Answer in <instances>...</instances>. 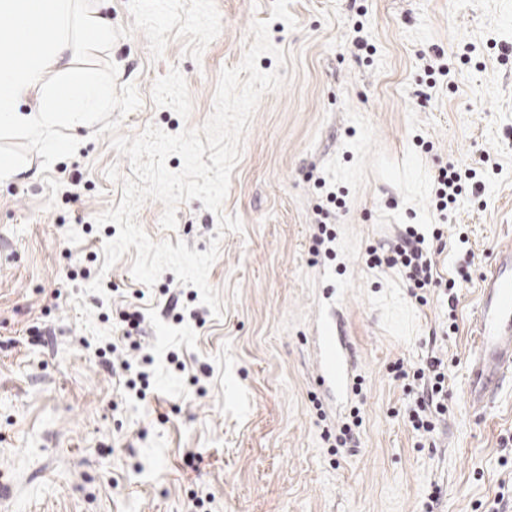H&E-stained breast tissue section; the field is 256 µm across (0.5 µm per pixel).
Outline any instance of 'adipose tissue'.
Instances as JSON below:
<instances>
[{"mask_svg": "<svg viewBox=\"0 0 512 512\" xmlns=\"http://www.w3.org/2000/svg\"><path fill=\"white\" fill-rule=\"evenodd\" d=\"M79 0H0V43L17 45L18 55H0V130L35 131L68 123L84 125L105 111L108 91L73 61V35L94 41L112 37L109 18L78 12Z\"/></svg>", "mask_w": 512, "mask_h": 512, "instance_id": "ef3b65f1", "label": "adipose tissue"}]
</instances>
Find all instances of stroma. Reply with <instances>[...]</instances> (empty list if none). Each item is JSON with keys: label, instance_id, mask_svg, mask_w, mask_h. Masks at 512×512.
<instances>
[{"label": "stroma", "instance_id": "obj_1", "mask_svg": "<svg viewBox=\"0 0 512 512\" xmlns=\"http://www.w3.org/2000/svg\"><path fill=\"white\" fill-rule=\"evenodd\" d=\"M216 7L200 61L179 39L152 59L139 31L109 57L142 98L118 129L133 137L201 127L253 21L270 20L285 54L258 60L285 82L261 97L223 204L243 232L218 235L197 199L172 231L161 202L137 213L156 241L204 252L220 238L208 281L221 316L173 272L136 281V249L103 270L118 228L95 218L123 196L106 170L131 172L109 137L0 133V153L26 165L0 178V512H512V384L483 411L463 398L481 278L512 238V0H291L294 31L271 0ZM437 54L450 72L427 76ZM452 161L481 188L444 220L434 177ZM409 226L455 280V305L369 267V248ZM98 277L105 295H84L96 326L117 338L124 311L143 316L144 395L77 323L73 297ZM433 356L448 411L423 434L410 373ZM357 415L356 445L334 449Z\"/></svg>", "mask_w": 512, "mask_h": 512}]
</instances>
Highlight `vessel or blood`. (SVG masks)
I'll use <instances>...</instances> for the list:
<instances>
[{"instance_id":"b4317fda","label":"vessel or blood","mask_w":512,"mask_h":512,"mask_svg":"<svg viewBox=\"0 0 512 512\" xmlns=\"http://www.w3.org/2000/svg\"><path fill=\"white\" fill-rule=\"evenodd\" d=\"M512 381V241L501 245L481 279L474 348L469 355L465 398L486 408Z\"/></svg>"}]
</instances>
